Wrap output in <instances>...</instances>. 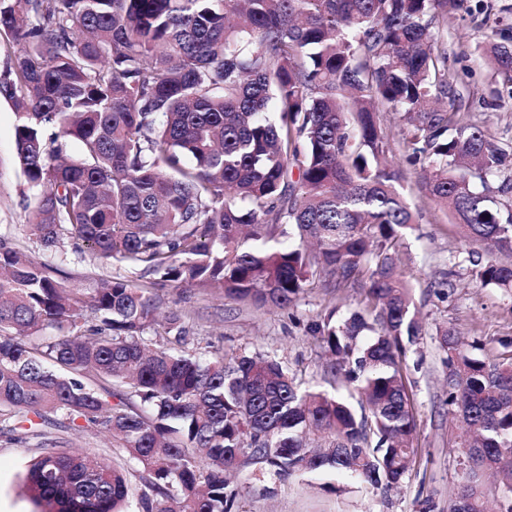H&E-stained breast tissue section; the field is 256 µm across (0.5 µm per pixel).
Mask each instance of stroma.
Returning <instances> with one entry per match:
<instances>
[{
  "instance_id": "1",
  "label": "stroma",
  "mask_w": 512,
  "mask_h": 512,
  "mask_svg": "<svg viewBox=\"0 0 512 512\" xmlns=\"http://www.w3.org/2000/svg\"><path fill=\"white\" fill-rule=\"evenodd\" d=\"M512 39V0H461L448 16V102L492 135L512 141V89L505 87L483 59L491 32ZM15 112L0 98V241L26 252L56 271L73 288L97 287L100 278L122 277L156 294L161 313L184 317L188 348L200 352H254L277 356L303 387L350 395L353 383L331 369V358L315 326L332 308H359L360 288H340L336 278H315L295 306L255 308L197 288L160 282L139 270L81 259L64 247L44 250L25 232L31 216V191L16 165ZM405 198L421 218L408 230L400 249L398 273L411 290L424 327L417 351L408 353L406 376L413 394L417 458L399 487L373 489L332 474L295 475L275 483L272 492L249 489L252 469L245 466L232 483L240 487L236 512H447L459 470L448 443L459 433L448 412V367L436 332L454 328L465 342H478L481 353L495 356L512 340V292L484 288L472 278L470 245L452 215L429 201L418 174H410ZM64 446L80 448L123 470L129 485V508L141 512L145 486L140 466L108 434L84 422L53 431ZM38 440L0 435V512H35L23 490Z\"/></svg>"
}]
</instances>
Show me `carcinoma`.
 Masks as SVG:
<instances>
[{
  "mask_svg": "<svg viewBox=\"0 0 512 512\" xmlns=\"http://www.w3.org/2000/svg\"><path fill=\"white\" fill-rule=\"evenodd\" d=\"M458 0H0L18 46L0 74L15 107L28 234L255 307L288 309L316 275L365 281V304L317 326L369 414L301 389L276 357L149 347L159 303L131 281L76 289L0 243V423L35 436L60 416L102 425L146 473L142 512H233L227 474L265 485L342 473L372 488L411 473L416 421L406 354L423 326L397 273L420 215L400 188L380 115L399 111L409 165L432 170L431 203L468 242L512 256V143L456 111L448 11ZM484 55L512 86V43ZM78 153H66L67 141ZM512 290V262L472 261ZM99 323L49 341L85 308ZM176 342L182 316H165ZM467 512H486L483 469L512 512V349L476 358L437 332ZM93 371L100 388L81 377ZM118 399L111 405L104 398ZM41 512H124V475L55 442L29 465Z\"/></svg>",
  "mask_w": 512,
  "mask_h": 512,
  "instance_id": "carcinoma-1",
  "label": "carcinoma"
}]
</instances>
